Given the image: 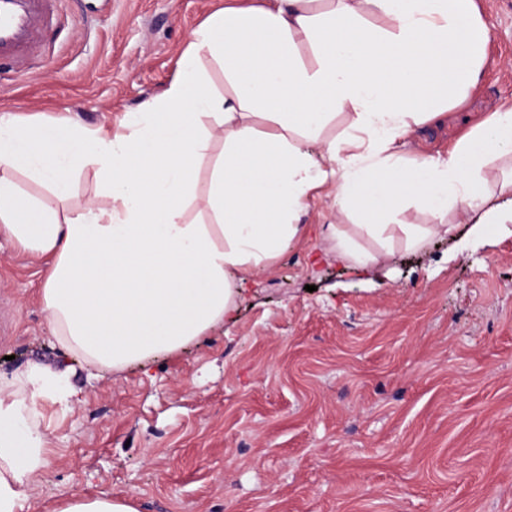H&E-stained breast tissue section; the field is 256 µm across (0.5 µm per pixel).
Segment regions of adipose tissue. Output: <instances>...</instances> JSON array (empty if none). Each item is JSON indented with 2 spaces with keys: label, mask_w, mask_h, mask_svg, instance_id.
I'll use <instances>...</instances> for the list:
<instances>
[{
  "label": "adipose tissue",
  "mask_w": 512,
  "mask_h": 512,
  "mask_svg": "<svg viewBox=\"0 0 512 512\" xmlns=\"http://www.w3.org/2000/svg\"><path fill=\"white\" fill-rule=\"evenodd\" d=\"M487 39L474 0H266L225 7L193 31L177 77L119 132L1 114L0 231L48 259L41 301L58 345L112 372L198 342L232 315L248 281L307 237L300 218L326 184L328 237L346 265L392 259L395 232L416 252L462 216L512 223V109L448 153L403 158L417 130L476 84ZM204 55L223 64L229 95L209 88ZM339 115L345 130L326 136ZM215 140L222 154L199 196L197 167ZM88 167L109 206L69 207ZM19 172L57 207L24 192ZM74 394L68 373L37 364L0 381V512H42L31 490L49 448L36 407ZM51 512L138 509L130 496L71 493Z\"/></svg>",
  "instance_id": "adipose-tissue-1"
}]
</instances>
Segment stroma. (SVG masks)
<instances>
[{"instance_id":"35a3bbf8","label":"stroma","mask_w":512,"mask_h":512,"mask_svg":"<svg viewBox=\"0 0 512 512\" xmlns=\"http://www.w3.org/2000/svg\"><path fill=\"white\" fill-rule=\"evenodd\" d=\"M229 0H62L51 65L0 73V113L119 130L175 78L192 31ZM489 32L476 87L412 152L447 153L512 108V0H476ZM260 276L200 342L91 377L56 345L45 261L0 235V374L68 372L73 408L43 402L47 465L32 491L131 495L139 512H512V224H462L370 271L308 254L333 223Z\"/></svg>"}]
</instances>
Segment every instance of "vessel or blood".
I'll return each instance as SVG.
<instances>
[{
    "label": "vessel or blood",
    "mask_w": 512,
    "mask_h": 512,
    "mask_svg": "<svg viewBox=\"0 0 512 512\" xmlns=\"http://www.w3.org/2000/svg\"><path fill=\"white\" fill-rule=\"evenodd\" d=\"M57 22L56 0H0V59L10 60L18 76H26Z\"/></svg>",
    "instance_id": "b4317fda"
}]
</instances>
